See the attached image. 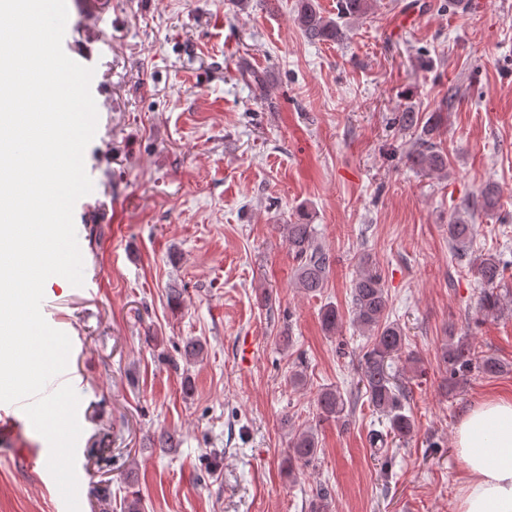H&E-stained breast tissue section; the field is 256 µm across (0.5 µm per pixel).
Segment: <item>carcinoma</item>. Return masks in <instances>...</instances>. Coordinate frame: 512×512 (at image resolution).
Listing matches in <instances>:
<instances>
[{"label":"carcinoma","instance_id":"obj_1","mask_svg":"<svg viewBox=\"0 0 512 512\" xmlns=\"http://www.w3.org/2000/svg\"><path fill=\"white\" fill-rule=\"evenodd\" d=\"M372 0H340L338 15L334 20L321 13L316 0H298L297 22L306 37L312 41L340 42L345 38L341 21L360 19L369 15ZM439 124L427 121L422 136L410 146L407 157L412 164L435 172L447 168L448 157L440 146ZM498 204L495 186L488 185L480 193V200L462 204V214L448 224V243L452 254L461 257L470 250L474 241L475 225L471 218L475 208L490 215ZM282 234L288 249L296 261L295 283L298 288L311 294L324 288L331 267V256L318 243L315 229L310 224H284ZM512 262L492 254L483 257L474 265V273L484 286L482 306L487 312L500 308V297L495 292L505 278V272ZM352 305L354 321L369 343L361 356L357 370V389L365 390L373 410L385 416L388 426L386 434L405 439L414 432V421L403 412L409 398L404 385L391 373L389 361L398 356L406 346L407 336L399 324L385 316L388 297L383 279L373 262L365 259L352 284ZM321 322L328 333L336 331L338 311L327 305L321 309ZM440 360L449 370L450 378L456 379L467 372L478 370L488 374L500 371L501 365L491 357L478 354L468 343L459 340L446 344L441 350ZM350 406L343 394L334 388H325L317 395L318 417L341 419ZM318 439L311 427L295 431L285 449V463L288 473L295 467L310 465L317 455Z\"/></svg>","mask_w":512,"mask_h":512}]
</instances>
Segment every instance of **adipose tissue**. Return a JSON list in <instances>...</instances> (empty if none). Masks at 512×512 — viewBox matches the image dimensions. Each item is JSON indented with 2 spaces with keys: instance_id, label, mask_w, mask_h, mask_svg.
I'll return each mask as SVG.
<instances>
[{
  "instance_id": "adipose-tissue-1",
  "label": "adipose tissue",
  "mask_w": 512,
  "mask_h": 512,
  "mask_svg": "<svg viewBox=\"0 0 512 512\" xmlns=\"http://www.w3.org/2000/svg\"><path fill=\"white\" fill-rule=\"evenodd\" d=\"M462 464L456 512H512V398L472 409L455 435Z\"/></svg>"
}]
</instances>
